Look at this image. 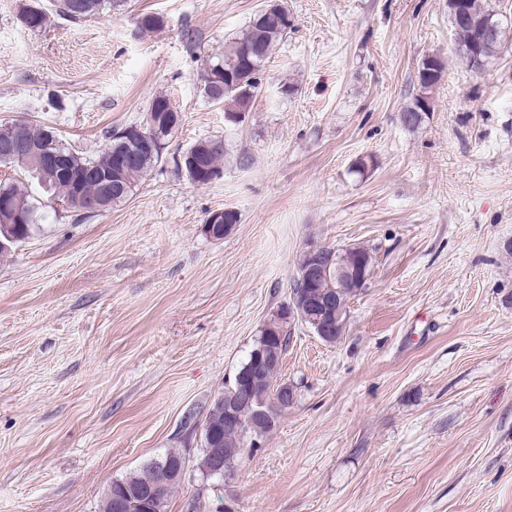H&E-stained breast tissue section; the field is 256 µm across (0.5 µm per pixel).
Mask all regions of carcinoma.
<instances>
[{"label": "carcinoma", "instance_id": "cac0c4a2", "mask_svg": "<svg viewBox=\"0 0 512 512\" xmlns=\"http://www.w3.org/2000/svg\"><path fill=\"white\" fill-rule=\"evenodd\" d=\"M472 13L494 24V35L485 40L481 46L480 55L474 56L469 45L476 38L475 32L469 27L456 30L458 36V52L474 71H482L490 59L497 55L503 38V31L498 20L494 19L482 0H468ZM103 0H50V7L30 8L22 15V21L31 28L44 26L50 15H57L72 23H79L89 17L99 14ZM161 16L156 12H145L138 17V28L143 32H152L160 28ZM290 23L275 22L260 16H254L246 29L232 38L224 47V55L205 65L200 73V91L210 102L224 104V112H240L242 114L253 109L261 88L260 72L266 60L272 54L277 43L285 36ZM430 66L422 64L418 70V92L410 106L406 107L401 119L405 126L416 128L421 125L425 112L429 111V97L433 80ZM149 111L159 113V118L169 119L177 110L172 106L170 98L165 94L155 96L149 106ZM176 127H161V134L157 136L159 147L153 150H142L133 166L117 173L109 168V157L118 152L129 151L130 146L136 143L127 134V128L112 132L109 143L100 153L89 156L79 152H68V148L60 147L54 132L48 129H36L27 126L22 131L23 137L29 147L42 149L54 144V149L70 153L68 171L51 173L38 170L31 166L23 154H13L6 150L3 136L9 133V126H0V166L21 167L31 173L40 185L62 196L70 208L75 212L81 211V200L87 197H100L105 207L118 205L133 193L137 182L146 173L162 161L164 145ZM224 159V141L202 140L182 153L181 159L175 161L177 168L185 171L187 177L202 185L212 181L214 176L222 174V160ZM112 181V196L104 195L103 179ZM7 200L20 205L19 212L9 209H0V233L8 232L10 236L22 243L29 240L36 229V206L33 198L20 185L0 186V202ZM206 221L212 224L213 233L227 235L238 223V215L231 210L214 211ZM300 292L308 297H323L341 295L345 300L353 297L351 289H341V283L336 275V266H331L326 274L322 275L315 288H302ZM292 334L291 325L287 322L277 328L266 342L268 350L278 357H283ZM279 367L266 368L261 381L252 387L250 398L252 407L269 412L272 418H277L283 410L277 401V390L281 383L277 381ZM205 425L211 430H221V444L224 448V464L227 470L234 469L235 461L247 441L253 437L258 438L269 433L275 423L263 420H253V425L247 434L243 435L234 430L224 429V405L212 400L206 413Z\"/></svg>", "mask_w": 512, "mask_h": 512}]
</instances>
